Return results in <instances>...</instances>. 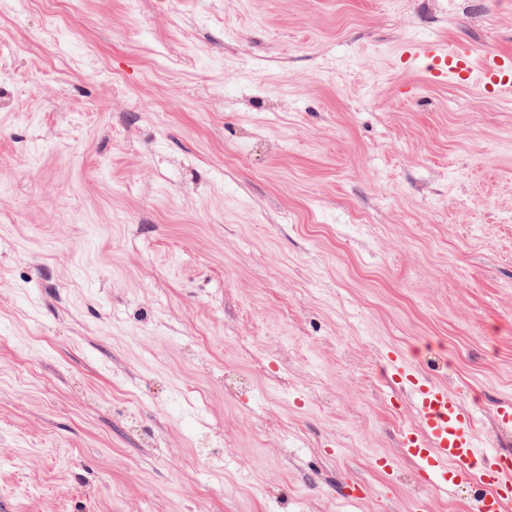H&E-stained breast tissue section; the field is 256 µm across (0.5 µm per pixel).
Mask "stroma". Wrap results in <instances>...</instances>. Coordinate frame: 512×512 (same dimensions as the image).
<instances>
[{
  "label": "stroma",
  "mask_w": 512,
  "mask_h": 512,
  "mask_svg": "<svg viewBox=\"0 0 512 512\" xmlns=\"http://www.w3.org/2000/svg\"><path fill=\"white\" fill-rule=\"evenodd\" d=\"M424 39L512 0H0V512H469L382 354L512 452V95ZM402 56L410 67L420 66L430 83L476 84L494 92L511 93V56L485 54L475 60L469 46L447 48L436 41L411 42Z\"/></svg>",
  "instance_id": "stroma-1"
}]
</instances>
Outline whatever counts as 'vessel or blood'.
<instances>
[{"label": "vessel or blood", "instance_id": "1", "mask_svg": "<svg viewBox=\"0 0 512 512\" xmlns=\"http://www.w3.org/2000/svg\"><path fill=\"white\" fill-rule=\"evenodd\" d=\"M403 60L420 68L434 84H476L499 93L512 91V58L484 55L474 59L467 46L435 41L409 43ZM391 382L410 398L418 425L402 435V452L414 460L423 484L440 492L470 483L479 491L473 512H512V455L490 448L477 431L474 413L441 382L384 352Z\"/></svg>", "mask_w": 512, "mask_h": 512}]
</instances>
